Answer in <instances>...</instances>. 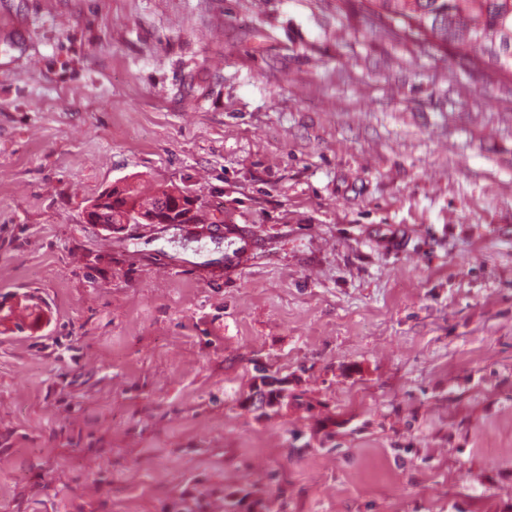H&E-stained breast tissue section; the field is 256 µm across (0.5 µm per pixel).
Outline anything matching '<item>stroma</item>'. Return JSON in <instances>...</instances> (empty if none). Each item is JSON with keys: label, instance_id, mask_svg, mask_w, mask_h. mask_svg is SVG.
I'll list each match as a JSON object with an SVG mask.
<instances>
[{"label": "stroma", "instance_id": "35a3bbf8", "mask_svg": "<svg viewBox=\"0 0 512 512\" xmlns=\"http://www.w3.org/2000/svg\"><path fill=\"white\" fill-rule=\"evenodd\" d=\"M366 5L0 0V512H512V79ZM161 190L155 196L143 197L140 192L131 188H123L120 191L115 190V199L110 203V207L131 206L132 211L110 212L105 206L108 198L113 195L112 188L96 197L86 208L84 221L88 224H95L102 229L113 231L120 229L125 224H161L163 226L183 227L193 224L192 215L198 206L207 205L208 202L198 195L185 193L182 191H167V195L158 196ZM156 206V208H155ZM155 208V209H154ZM154 209V210H152ZM150 211L148 214L139 211ZM223 213V210L216 206L215 209L207 207H199L195 213V224H205L206 221L212 220L211 224H216L215 220L221 222L216 217L215 212ZM214 219V220H213Z\"/></svg>", "mask_w": 512, "mask_h": 512}]
</instances>
